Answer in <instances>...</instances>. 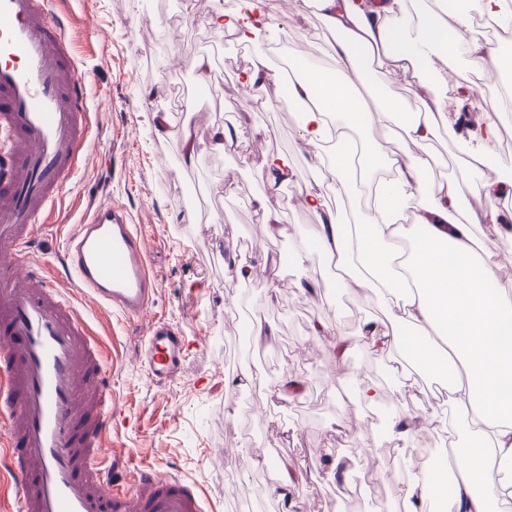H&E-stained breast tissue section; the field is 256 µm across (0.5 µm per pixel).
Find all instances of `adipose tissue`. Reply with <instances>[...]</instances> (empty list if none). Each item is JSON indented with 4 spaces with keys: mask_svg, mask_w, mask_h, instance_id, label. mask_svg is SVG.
Masks as SVG:
<instances>
[{
    "mask_svg": "<svg viewBox=\"0 0 512 512\" xmlns=\"http://www.w3.org/2000/svg\"><path fill=\"white\" fill-rule=\"evenodd\" d=\"M471 2L473 11H446L441 24L426 15L409 28L388 20L405 0H303L317 5L322 24L336 35L332 66H307L303 50L289 59L295 79L288 101L303 106L304 141L316 148L336 144L333 154L320 157L321 189L301 197L316 222L312 245H297L295 254L303 263L328 259L339 271L338 287L382 302L383 317L365 320L356 338L372 354L390 358L399 387H414L428 368L446 373V405L394 416L388 431L404 457L418 435L447 437L463 471L453 483L442 470L425 481L409 478L399 490L403 512H512V280L500 279L478 252L476 223L459 204L472 181L489 199L503 193L504 182L488 174L486 152L469 149L456 175L427 184V147L438 130L430 82L412 103L395 98L371 106L359 95L373 83L364 55L431 70L436 62L451 63L452 38L468 29L471 12L496 23L512 11V0ZM333 117L339 125H330ZM375 161L391 173V191L378 196L366 216L341 222L327 195L354 194L355 169ZM405 208L412 209L413 224L401 223ZM353 339L337 337V355L346 354Z\"/></svg>",
    "mask_w": 512,
    "mask_h": 512,
    "instance_id": "ef3b65f1",
    "label": "adipose tissue"
}]
</instances>
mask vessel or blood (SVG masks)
Listing matches in <instances>:
<instances>
[{"label": "vessel or blood", "mask_w": 512, "mask_h": 512, "mask_svg": "<svg viewBox=\"0 0 512 512\" xmlns=\"http://www.w3.org/2000/svg\"><path fill=\"white\" fill-rule=\"evenodd\" d=\"M87 85L49 0H0V473L18 512H204L198 484L110 452L119 410L89 318L132 322L151 308L148 243L131 212L94 203L57 263L30 252L62 189L96 161ZM136 358L171 382L187 361L181 329L151 321Z\"/></svg>", "instance_id": "1"}]
</instances>
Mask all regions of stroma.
Instances as JSON below:
<instances>
[{"label":"stroma","mask_w":512,"mask_h":512,"mask_svg":"<svg viewBox=\"0 0 512 512\" xmlns=\"http://www.w3.org/2000/svg\"><path fill=\"white\" fill-rule=\"evenodd\" d=\"M67 15L72 52L90 80V149L103 164L80 172L64 188L53 216L52 239L34 244L40 259H53L67 234L96 199L131 211L148 241L155 294L150 318L183 327L189 347L184 373L161 385L131 355L146 337L147 320L130 323L112 314L93 318L106 350V375L125 422L112 432V447L128 452L132 465L202 484L206 512H399L400 482L407 473L386 429L387 415L355 403L339 404L340 381L368 379L386 393L391 412L413 414L440 405L435 374L418 390L392 389L387 359L365 348L332 356L337 336L356 335L362 321L380 315L376 301L338 288L328 266L292 261L295 242L315 219L298 203L300 190L321 177L313 147L301 137L283 83L268 77L260 102L246 105L238 80L250 68L255 46L238 32L209 24L216 10L244 9L243 0H183L163 8L161 0H52ZM268 34L286 35L289 46L329 53L334 38L315 9L299 0H265ZM207 56L213 77L197 94L194 60ZM377 89L393 98H415L421 74L403 63L381 60ZM439 122L455 129L429 149L439 163L429 181L448 180L462 156L459 138L490 123L498 135L488 152L496 172L512 181V112L489 115L480 94L460 97L451 73L437 77ZM166 113L164 136L153 115ZM239 126L232 150L209 151L212 127ZM192 129L201 150L196 167L181 163L183 133ZM287 158L293 177L270 204L282 214L284 234L269 236L254 197L264 187L265 160ZM234 176L235 193L224 180ZM235 253L250 266L239 279L226 265ZM287 257L278 276L263 268L265 255ZM314 282L313 291L300 290ZM250 295L276 341L264 355L239 350L241 299ZM319 320L326 331L312 336ZM251 371V382L241 381ZM302 389L284 402L272 390L282 374ZM390 412V413H391ZM378 444L357 459L360 433ZM351 459V490L323 478L328 463ZM288 461L296 472L287 498L271 491L275 472L268 459Z\"/></svg>","instance_id":"stroma-1"}]
</instances>
